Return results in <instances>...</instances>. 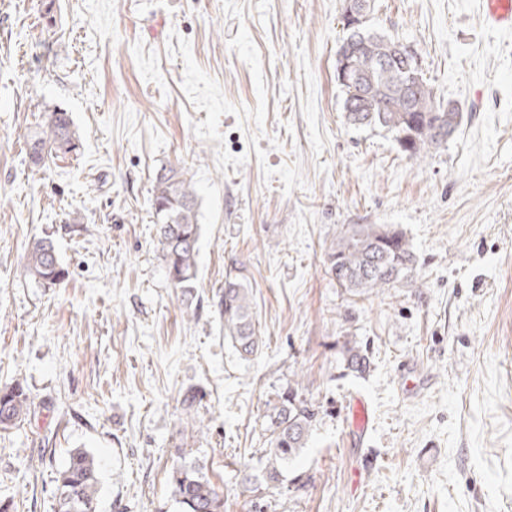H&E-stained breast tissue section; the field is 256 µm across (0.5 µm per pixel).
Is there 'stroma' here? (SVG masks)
<instances>
[{"instance_id": "obj_1", "label": "stroma", "mask_w": 512, "mask_h": 512, "mask_svg": "<svg viewBox=\"0 0 512 512\" xmlns=\"http://www.w3.org/2000/svg\"><path fill=\"white\" fill-rule=\"evenodd\" d=\"M345 0H0V387L33 413L0 431V512H55L57 471L96 462L97 512H177L171 465H203L228 512H512V31L482 0H374L463 113L421 159L350 125L336 81ZM71 112L77 155L29 165L25 136ZM184 171L201 237L172 286L150 199ZM345 224L401 229L413 285L350 296L324 249ZM53 241L67 275L26 273ZM246 266L263 345L224 337V270ZM354 341L362 376L342 357ZM422 380L413 396L400 381ZM318 409L279 489L236 477L289 385ZM198 394L193 421L180 399ZM372 411L351 438L350 401ZM26 271L35 283L45 288L55 286L66 276L53 243L47 239L31 243L26 258ZM343 356L349 369L356 375H363L370 366V360L367 354L356 344V342L348 341L343 347Z\"/></svg>"}]
</instances>
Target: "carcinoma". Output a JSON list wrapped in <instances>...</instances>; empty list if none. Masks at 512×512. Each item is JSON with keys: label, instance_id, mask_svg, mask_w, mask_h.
Wrapping results in <instances>:
<instances>
[{"label": "carcinoma", "instance_id": "cac0c4a2", "mask_svg": "<svg viewBox=\"0 0 512 512\" xmlns=\"http://www.w3.org/2000/svg\"><path fill=\"white\" fill-rule=\"evenodd\" d=\"M350 53L352 71L363 75L374 88L360 93L356 82L339 83L344 111L355 127L379 128L395 134L402 150L411 158L424 157L448 143V139L412 123L429 119V125L457 133L463 113L455 104L439 107L434 88L424 77L412 49L368 28L367 22L344 32L338 54ZM30 164L41 169L55 158L76 155L82 142L74 121L62 108L48 110L44 123L26 135ZM158 243L167 276L183 293L191 292L197 279L198 197L191 182L174 168L158 172L152 191ZM416 263L413 249L402 231L382 224H348L324 253L329 283L352 296L380 292L410 277ZM31 279L52 287L66 276L53 243L47 239L31 243L26 258ZM247 269L231 264L224 272V335L239 357L256 354L262 343L253 312ZM347 369L361 376L370 366L367 354L354 342L343 347ZM32 401L19 385L0 388V430L19 426L30 414ZM317 418V410L289 386L268 402L264 435L269 448L259 457L260 470L239 471L240 483L261 486L284 484L283 474L300 457ZM97 467L83 450L73 451L56 476V512H96ZM171 497L178 512H224V491L215 487L194 463L179 462L170 475Z\"/></svg>", "mask_w": 512, "mask_h": 512}]
</instances>
